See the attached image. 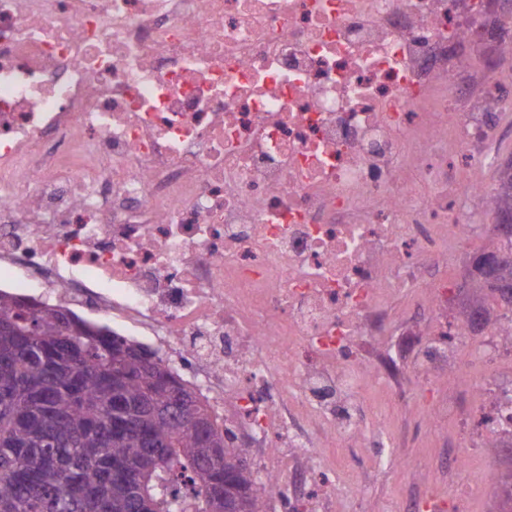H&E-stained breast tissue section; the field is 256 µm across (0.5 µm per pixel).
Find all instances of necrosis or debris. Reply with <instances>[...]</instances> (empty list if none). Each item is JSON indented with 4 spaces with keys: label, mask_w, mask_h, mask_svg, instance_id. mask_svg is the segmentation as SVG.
<instances>
[{
    "label": "necrosis or debris",
    "mask_w": 512,
    "mask_h": 512,
    "mask_svg": "<svg viewBox=\"0 0 512 512\" xmlns=\"http://www.w3.org/2000/svg\"><path fill=\"white\" fill-rule=\"evenodd\" d=\"M507 34L487 0H0V292L155 339L223 428L311 460L262 461L288 512L335 501L339 448L381 459L385 424L337 393L407 397L364 347L391 298L436 316L422 369L455 347L440 272L488 221ZM451 386L494 420L449 437L459 483L512 443V391Z\"/></svg>",
    "instance_id": "4bbe7bcc"
}]
</instances>
